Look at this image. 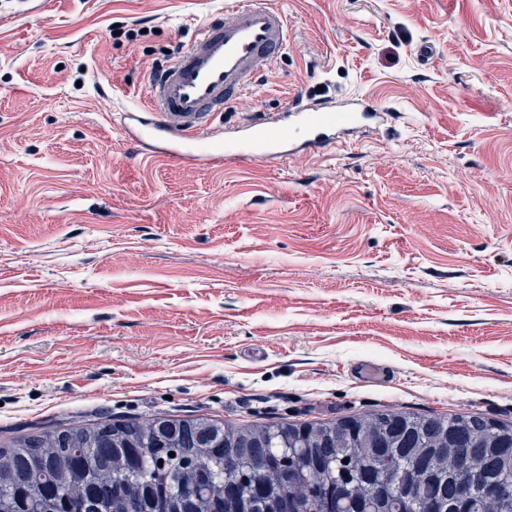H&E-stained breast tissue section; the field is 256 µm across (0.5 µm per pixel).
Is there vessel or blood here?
I'll return each mask as SVG.
<instances>
[{
    "label": "vessel or blood",
    "mask_w": 512,
    "mask_h": 512,
    "mask_svg": "<svg viewBox=\"0 0 512 512\" xmlns=\"http://www.w3.org/2000/svg\"><path fill=\"white\" fill-rule=\"evenodd\" d=\"M287 42L288 20L274 0H229L223 16L208 21L148 83L143 110H126V129L153 142L157 156L199 164L220 155L260 161L297 147L332 145L354 127L385 119L386 110L363 98L334 110L305 108L292 100L285 106L288 120L248 124L225 138L222 153L211 152L206 132L216 114L254 91L260 62L278 58Z\"/></svg>",
    "instance_id": "vessel-or-blood-1"
}]
</instances>
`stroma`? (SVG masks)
Wrapping results in <instances>:
<instances>
[{
  "label": "stroma",
  "instance_id": "1",
  "mask_svg": "<svg viewBox=\"0 0 512 512\" xmlns=\"http://www.w3.org/2000/svg\"><path fill=\"white\" fill-rule=\"evenodd\" d=\"M226 0H0V445L101 419L512 423V0H277L289 96L391 119L260 162L123 110ZM134 38L115 35L118 27Z\"/></svg>",
  "mask_w": 512,
  "mask_h": 512
}]
</instances>
